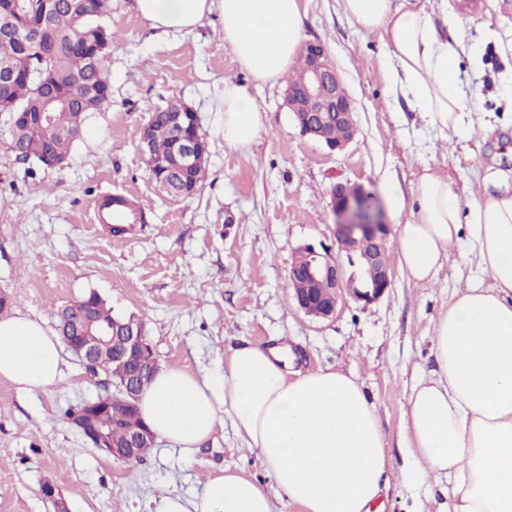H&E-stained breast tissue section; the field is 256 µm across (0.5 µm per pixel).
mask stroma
Masks as SVG:
<instances>
[{
	"label": "stroma",
	"mask_w": 512,
	"mask_h": 512,
	"mask_svg": "<svg viewBox=\"0 0 512 512\" xmlns=\"http://www.w3.org/2000/svg\"><path fill=\"white\" fill-rule=\"evenodd\" d=\"M302 6L306 41L325 46L354 102L358 134L341 151L301 134L284 105V80L251 85L265 129L250 147L228 145L217 101L225 81L247 76L224 44L219 17L192 33L159 38L132 0H112V97L89 113L67 165L17 162L8 149L9 116L0 113V291L13 296V310L51 327L59 307L96 291L114 312L142 320L164 367L217 374L229 347L248 341L287 344L291 370L303 374L332 367L353 375L387 442L392 482L381 512H407L398 448L406 395L417 371L433 364V320L472 266L454 251L432 283L417 284L389 257L393 285L380 300L345 299L325 320L297 308L288 275L302 246L336 252V184L373 192L385 215L390 192L410 196L423 166L439 168L460 187L471 181L475 163L512 170V104L500 85L512 69V0H435L439 28L462 31L480 50L481 78L465 58L460 79L492 124L485 133L471 127L486 139L474 162L457 165L438 131L387 86V49L378 35L353 25L336 0ZM172 98L195 109L209 144L206 177L189 197L156 183L139 147L150 114ZM125 192L143 203L147 221L116 236L97 223L92 203ZM63 359L64 377L47 391L26 394L0 379V512H54L38 494L47 479L70 512H147L153 497L193 494L208 473L225 467L266 479L229 423L190 461L164 440L130 463L102 454L61 412L103 388L71 353Z\"/></svg>",
	"instance_id": "stroma-1"
}]
</instances>
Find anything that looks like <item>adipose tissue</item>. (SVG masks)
<instances>
[{
  "label": "adipose tissue",
  "instance_id": "adipose-tissue-1",
  "mask_svg": "<svg viewBox=\"0 0 512 512\" xmlns=\"http://www.w3.org/2000/svg\"><path fill=\"white\" fill-rule=\"evenodd\" d=\"M361 29L389 49L385 76L410 111L436 129L452 160L470 159L460 133L473 112L459 80L466 46L441 34L431 0H338ZM159 34L190 32L211 14L250 83L277 84L303 39L300 0H133ZM250 84L224 83V139L250 146L265 114ZM483 188L457 189L423 167L410 200L390 198L398 266L410 281L434 279L451 250L484 274L456 289L433 328L435 367L419 374L406 398L399 439L410 512L439 479L450 483L449 512H512V184L486 169ZM62 343L46 323L23 313L0 318V379L35 393L63 377ZM139 413L157 438L193 457L225 419L256 451L269 483L241 471L208 475L199 492H168L153 512H275L287 498L303 512H371L390 487L386 440L367 395L348 374L290 371L288 350L248 342L229 348L221 381L178 367L159 370L143 388Z\"/></svg>",
  "mask_w": 512,
  "mask_h": 512
}]
</instances>
